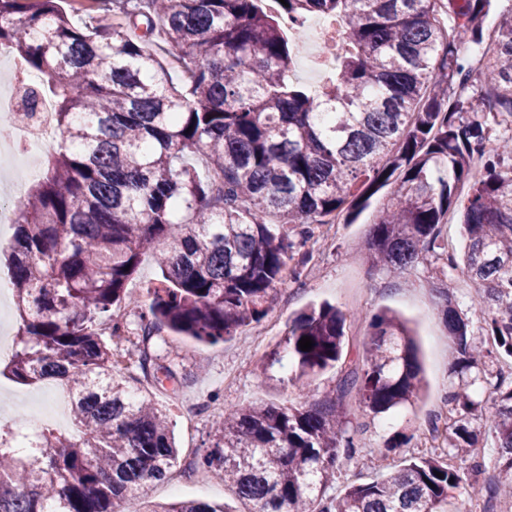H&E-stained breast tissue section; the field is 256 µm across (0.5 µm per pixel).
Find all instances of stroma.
Wrapping results in <instances>:
<instances>
[{
    "instance_id": "obj_1",
    "label": "stroma",
    "mask_w": 512,
    "mask_h": 512,
    "mask_svg": "<svg viewBox=\"0 0 512 512\" xmlns=\"http://www.w3.org/2000/svg\"><path fill=\"white\" fill-rule=\"evenodd\" d=\"M388 198V190H381L355 223L337 225L328 244L311 240L310 260L301 281L279 287L264 320L269 331L263 338L247 331L230 341L209 345L164 329L147 346L159 363L176 372L180 381L176 394L156 388L151 394L173 412L179 460L172 473L181 487L173 492L163 481L147 484L146 500L165 502L181 497L223 501V482L215 478L200 481L188 471L187 463L192 455L211 445L212 424L225 407L298 403L311 399L313 391H326L335 385L337 373L332 369L318 374L311 390L306 391L292 382V370L267 372L262 364L264 356L286 333L289 319L310 304L324 301L346 313L347 333L354 348L369 332L368 315L391 308L411 319L419 334L429 384L425 397L407 410L375 415L352 409L351 419L360 426L359 450L344 464L346 478L369 474L375 458L391 468L405 458L420 456L418 448L395 447L397 435L414 429L428 431V421L435 413L450 411L448 396L459 379L448 365L452 342L437 313L432 280L424 266L405 269L393 278L375 266L361 246ZM46 393L43 385L20 384L0 375V423L19 426L22 400L38 403Z\"/></svg>"
}]
</instances>
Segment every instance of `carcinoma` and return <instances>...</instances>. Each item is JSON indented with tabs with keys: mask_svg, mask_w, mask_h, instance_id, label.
Returning <instances> with one entry per match:
<instances>
[{
	"mask_svg": "<svg viewBox=\"0 0 512 512\" xmlns=\"http://www.w3.org/2000/svg\"><path fill=\"white\" fill-rule=\"evenodd\" d=\"M64 2L0 0V46L43 78L27 98L54 101L60 135L16 211L20 326L7 369L19 383L61 381L81 434L42 426L19 453L16 429L0 424V512H141L135 491L164 478L178 450L165 407L112 375L102 326L113 310L127 302L146 345L164 328L205 344L232 339L266 317L277 287L299 280L316 225L355 223L390 185L368 258L390 270L439 258L455 208L464 273L481 288L478 337L452 289H436L466 379L449 396L457 463L410 457L341 481L340 453L356 449L350 404L387 413L414 405L425 383L401 314H373L351 353L346 314L322 303L289 321L266 366L289 360L303 388L337 366L336 384L312 402L226 409L194 467L247 512H468L454 490L490 433L495 475L474 494L484 512L512 498V377L493 371L512 357V139L494 144L487 130L491 110L512 125V16L473 64L493 0H286L274 15L263 0H94L83 16ZM312 15L339 18L344 34L320 92L293 80ZM158 38L175 50L176 84L151 49ZM149 251L162 279L147 301L128 302ZM137 368L156 386L178 383L146 348ZM148 512L237 510L187 499Z\"/></svg>",
	"mask_w": 512,
	"mask_h": 512,
	"instance_id": "1",
	"label": "carcinoma"
}]
</instances>
